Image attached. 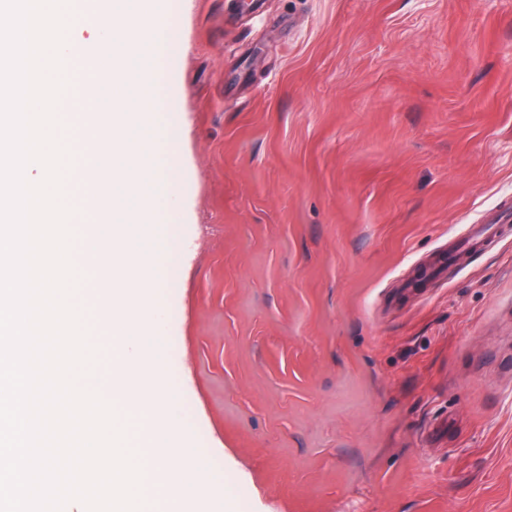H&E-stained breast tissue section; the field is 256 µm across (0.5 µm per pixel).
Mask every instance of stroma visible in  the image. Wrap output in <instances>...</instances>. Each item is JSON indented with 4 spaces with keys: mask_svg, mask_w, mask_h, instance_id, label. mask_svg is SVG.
<instances>
[{
    "mask_svg": "<svg viewBox=\"0 0 512 512\" xmlns=\"http://www.w3.org/2000/svg\"><path fill=\"white\" fill-rule=\"evenodd\" d=\"M164 10L165 365L230 512H512V0Z\"/></svg>",
    "mask_w": 512,
    "mask_h": 512,
    "instance_id": "obj_1",
    "label": "stroma"
}]
</instances>
